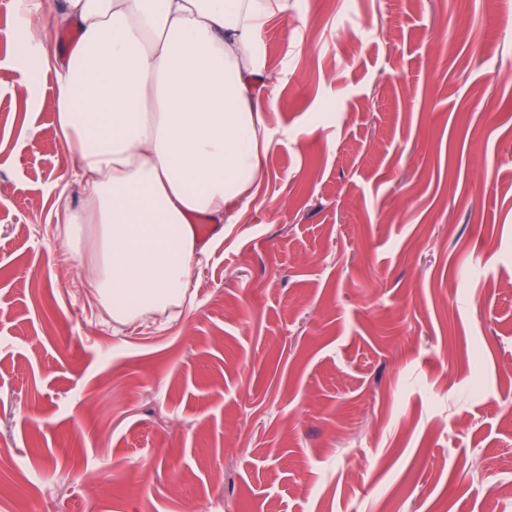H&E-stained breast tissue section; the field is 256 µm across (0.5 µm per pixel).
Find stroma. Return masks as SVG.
<instances>
[{"mask_svg":"<svg viewBox=\"0 0 512 512\" xmlns=\"http://www.w3.org/2000/svg\"><path fill=\"white\" fill-rule=\"evenodd\" d=\"M22 29L0 0V512H512V0H289L263 180L123 325Z\"/></svg>","mask_w":512,"mask_h":512,"instance_id":"35a3bbf8","label":"stroma"}]
</instances>
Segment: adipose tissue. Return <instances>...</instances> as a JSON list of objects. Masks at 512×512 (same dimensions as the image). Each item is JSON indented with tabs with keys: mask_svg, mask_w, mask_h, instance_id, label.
Returning a JSON list of instances; mask_svg holds the SVG:
<instances>
[{
	"mask_svg": "<svg viewBox=\"0 0 512 512\" xmlns=\"http://www.w3.org/2000/svg\"><path fill=\"white\" fill-rule=\"evenodd\" d=\"M23 55L45 15L79 38L56 52L57 121L82 203L54 201L60 235L89 248L94 297L131 324L182 307L207 250L264 176L271 144L256 33L288 0H17Z\"/></svg>",
	"mask_w": 512,
	"mask_h": 512,
	"instance_id": "ef3b65f1",
	"label": "adipose tissue"
}]
</instances>
